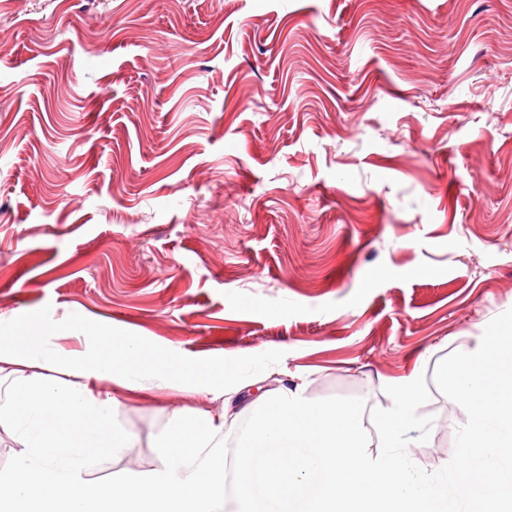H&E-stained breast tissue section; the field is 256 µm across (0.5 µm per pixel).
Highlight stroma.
<instances>
[{
    "label": "stroma",
    "instance_id": "stroma-1",
    "mask_svg": "<svg viewBox=\"0 0 512 512\" xmlns=\"http://www.w3.org/2000/svg\"><path fill=\"white\" fill-rule=\"evenodd\" d=\"M105 333L214 395L103 390L155 465L177 414L399 384L426 469L466 467L440 366L512 334V0H0V328Z\"/></svg>",
    "mask_w": 512,
    "mask_h": 512
}]
</instances>
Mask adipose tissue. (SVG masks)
<instances>
[{"label": "adipose tissue", "instance_id": "obj_1", "mask_svg": "<svg viewBox=\"0 0 512 512\" xmlns=\"http://www.w3.org/2000/svg\"><path fill=\"white\" fill-rule=\"evenodd\" d=\"M53 326L0 331V429L17 451L0 470V512H455V485L466 512H512V389L489 387L484 358L512 362V337L491 334L466 357L444 364L468 414L460 455L500 483L473 489L451 467L422 473L403 430L426 398L417 378L396 390L384 413L378 453L367 449L359 406L314 405L301 391H265L242 407L239 453L228 462L224 421L199 410L175 416L156 443V469L123 480L91 477L93 451L121 448L129 433L113 425L121 404L102 382L131 391L170 387L162 358L141 365L144 349L111 336L82 351L55 343Z\"/></svg>", "mask_w": 512, "mask_h": 512}]
</instances>
